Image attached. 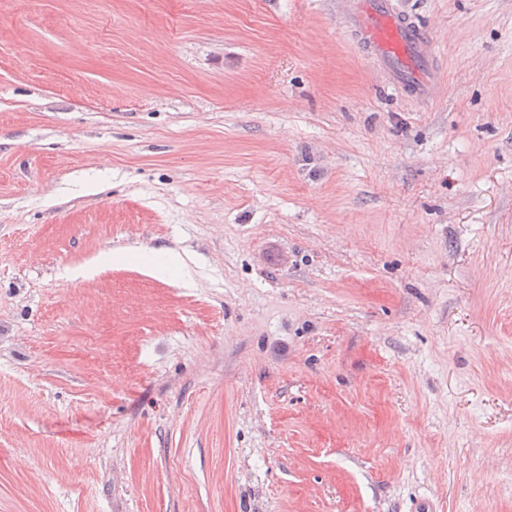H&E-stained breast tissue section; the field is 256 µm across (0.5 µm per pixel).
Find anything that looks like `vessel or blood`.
<instances>
[{
	"label": "vessel or blood",
	"mask_w": 512,
	"mask_h": 512,
	"mask_svg": "<svg viewBox=\"0 0 512 512\" xmlns=\"http://www.w3.org/2000/svg\"><path fill=\"white\" fill-rule=\"evenodd\" d=\"M338 5L359 47L377 60L389 83L419 99H434L442 73L431 65V39L399 0H338Z\"/></svg>",
	"instance_id": "b4317fda"
}]
</instances>
